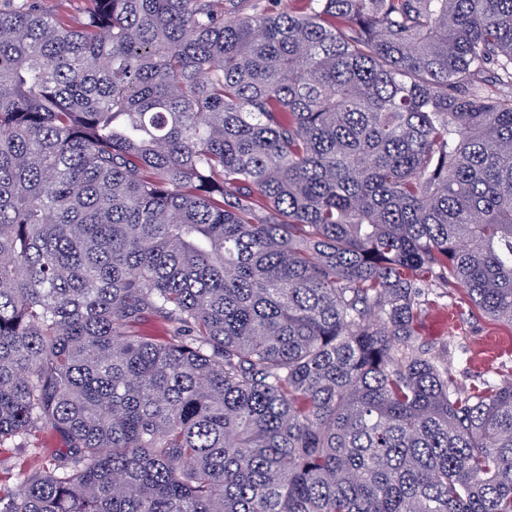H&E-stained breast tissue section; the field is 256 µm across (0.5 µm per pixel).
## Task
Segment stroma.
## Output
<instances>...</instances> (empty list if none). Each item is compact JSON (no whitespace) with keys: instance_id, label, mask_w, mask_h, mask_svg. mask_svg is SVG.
<instances>
[{"instance_id":"1","label":"stroma","mask_w":512,"mask_h":512,"mask_svg":"<svg viewBox=\"0 0 512 512\" xmlns=\"http://www.w3.org/2000/svg\"><path fill=\"white\" fill-rule=\"evenodd\" d=\"M432 302L415 328L417 343L444 356L454 385L471 389L512 375V327L485 318L460 288H433ZM35 440L0 442V493L21 489L42 462Z\"/></svg>"}]
</instances>
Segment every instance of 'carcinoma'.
Listing matches in <instances>:
<instances>
[{
    "label": "carcinoma",
    "mask_w": 512,
    "mask_h": 512,
    "mask_svg": "<svg viewBox=\"0 0 512 512\" xmlns=\"http://www.w3.org/2000/svg\"><path fill=\"white\" fill-rule=\"evenodd\" d=\"M281 2L0 10V512H512V0ZM39 8L72 26L82 20L90 7L88 0H38ZM431 304L415 328L417 344L444 356L448 374L459 389L470 390L484 380L507 378L512 372V328L485 318L454 285L432 288ZM448 314L453 317L448 324ZM496 345L493 358L485 351ZM39 441L4 440L0 443V493H16L25 478L42 466L35 451Z\"/></svg>",
    "instance_id": "carcinoma-1"
}]
</instances>
